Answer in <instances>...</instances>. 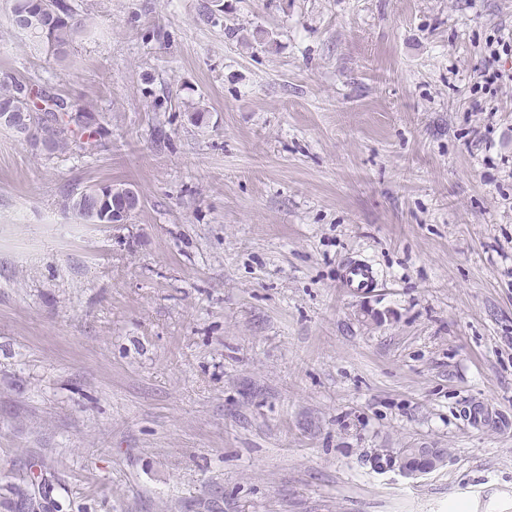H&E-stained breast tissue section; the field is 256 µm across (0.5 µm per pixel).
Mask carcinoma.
Segmentation results:
<instances>
[{
    "label": "carcinoma",
    "mask_w": 512,
    "mask_h": 512,
    "mask_svg": "<svg viewBox=\"0 0 512 512\" xmlns=\"http://www.w3.org/2000/svg\"><path fill=\"white\" fill-rule=\"evenodd\" d=\"M11 23L21 16L20 31L30 37L35 51L57 59L67 57L82 30V19L72 0H10ZM0 128L33 144L50 142L51 150L67 144L72 126L88 128L82 115L72 113L64 99L37 92L27 82L12 76L0 78ZM66 206L83 224L95 220L125 224L141 207L139 192L126 184H102L72 191Z\"/></svg>",
    "instance_id": "carcinoma-1"
}]
</instances>
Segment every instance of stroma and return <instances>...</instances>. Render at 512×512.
<instances>
[{
    "instance_id": "stroma-1",
    "label": "stroma",
    "mask_w": 512,
    "mask_h": 512,
    "mask_svg": "<svg viewBox=\"0 0 512 512\" xmlns=\"http://www.w3.org/2000/svg\"><path fill=\"white\" fill-rule=\"evenodd\" d=\"M76 2L55 60L0 0V75L100 123L0 129V512H512V0ZM509 40L499 37L497 39H491L487 43V54L485 56L482 68L479 72V81L476 84H480L479 87L485 86V88H494L507 85H512V73H507L500 68L501 52L508 54L507 52L512 51V38ZM96 196H99V210L92 213V201ZM141 203V196L136 189L112 182L71 191L66 195L67 208L83 224H91L95 220L125 224L141 207ZM343 288L352 293H361L378 285V275L373 267L360 259H350L344 264Z\"/></svg>"
}]
</instances>
